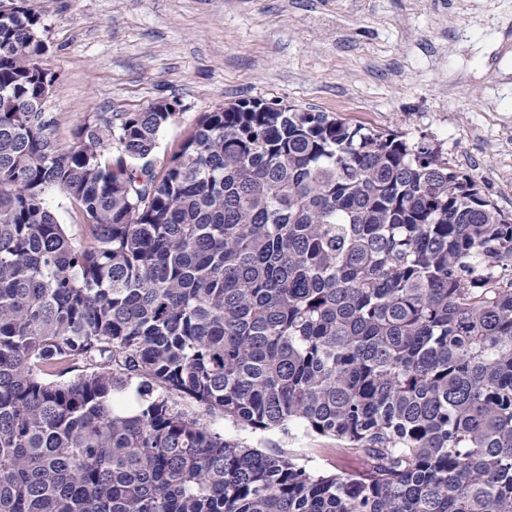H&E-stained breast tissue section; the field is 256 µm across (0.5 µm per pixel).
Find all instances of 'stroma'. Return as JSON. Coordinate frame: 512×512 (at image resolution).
I'll return each mask as SVG.
<instances>
[{
    "label": "stroma",
    "mask_w": 512,
    "mask_h": 512,
    "mask_svg": "<svg viewBox=\"0 0 512 512\" xmlns=\"http://www.w3.org/2000/svg\"><path fill=\"white\" fill-rule=\"evenodd\" d=\"M44 8L46 110L59 142L89 116L179 103L157 161L208 112L276 100L410 140L428 139L512 215V0H30ZM226 438L353 471L335 440L255 432Z\"/></svg>",
    "instance_id": "stroma-1"
}]
</instances>
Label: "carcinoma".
Masks as SVG:
<instances>
[{
  "label": "carcinoma",
  "instance_id": "carcinoma-1",
  "mask_svg": "<svg viewBox=\"0 0 512 512\" xmlns=\"http://www.w3.org/2000/svg\"><path fill=\"white\" fill-rule=\"evenodd\" d=\"M8 4L0 512H512V222L474 181L418 141L250 100L159 169L175 100L63 145L30 111L59 84L42 11ZM216 413L366 465L309 469ZM47 204L56 215L58 222L64 224L65 227L70 230V224H75L77 221L70 200L59 193L53 192L47 196ZM212 428L224 432V437L246 442L262 451L277 449L291 450L300 462L314 470L353 471L362 465V460L351 453L336 451V441L318 435H309L300 427H294L289 434L279 430L253 432L236 427L219 414L205 416Z\"/></svg>",
  "mask_w": 512,
  "mask_h": 512
}]
</instances>
